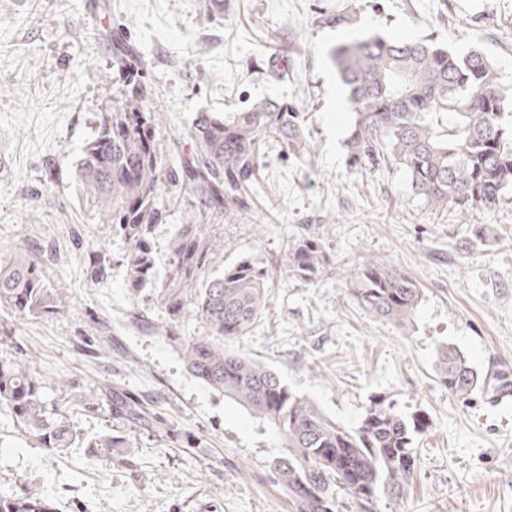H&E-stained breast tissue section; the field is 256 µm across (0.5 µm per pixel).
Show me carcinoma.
<instances>
[{"mask_svg": "<svg viewBox=\"0 0 512 512\" xmlns=\"http://www.w3.org/2000/svg\"><path fill=\"white\" fill-rule=\"evenodd\" d=\"M359 0H340L324 17L338 26L357 20ZM354 114L346 140L349 163L374 169L387 162L408 177L430 207L494 211L512 191V86L504 85L491 59L472 49L459 54L434 39L401 40L378 33L341 42L329 52ZM118 79L112 111L81 147L77 172L83 197L98 223L113 224L127 243L122 262L132 296L148 297L165 312L162 331L177 346L186 370L283 436L285 453L274 457L275 482L297 512H381V503L403 501L415 477L414 434L426 419L407 414L385 397L369 400L358 427L328 418L310 399L293 392L267 365L229 348L246 335L266 306L268 270L249 260L210 273L224 249L217 225L202 224L206 211L259 215L242 191L260 166L261 147L277 142L296 156L306 153L299 109L266 101L223 115L199 112L188 137L194 152L171 161L155 139L157 103L135 44L112 41ZM190 199L202 205L170 243L172 272L160 279L147 244L165 205ZM477 246L498 239L492 224L470 227ZM324 255L309 240L289 247L284 277L312 280ZM349 288L363 308L404 327L420 299L418 283L400 269L367 259L354 269ZM66 290L49 284L45 268L24 247L0 259V311L26 318L58 314ZM204 323L200 336L179 335L188 314ZM32 354L0 356V407L35 447L57 452L77 437L73 412H98L112 387L87 390L73 381L49 383ZM437 376L448 393L467 401L475 392L491 398L512 392V377L478 374L450 347L438 353ZM115 412L133 420L151 413L136 398L116 400ZM129 444L107 431L88 444L93 456L112 458ZM0 512H56L52 501L30 492L0 495Z\"/></svg>", "mask_w": 512, "mask_h": 512, "instance_id": "carcinoma-1", "label": "carcinoma"}]
</instances>
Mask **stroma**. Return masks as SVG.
<instances>
[{"instance_id":"obj_1","label":"stroma","mask_w":512,"mask_h":512,"mask_svg":"<svg viewBox=\"0 0 512 512\" xmlns=\"http://www.w3.org/2000/svg\"><path fill=\"white\" fill-rule=\"evenodd\" d=\"M363 2L354 25L336 28L320 19L337 0H232L220 17L203 0H0V255L26 246L67 290L64 313L0 312V331L35 354L46 380L151 398L169 424H133L107 408L74 413L85 435L129 440L108 459L80 442L55 454L30 446L0 410L1 493L29 488L57 512H295L269 470L282 436L185 370L156 331L160 305L132 301L123 238L82 196L78 154L112 105V36L122 27L157 90L162 153L185 140L196 113L261 101L295 104L311 135L308 159L268 144L245 189L262 223L210 217L224 236L217 267L248 258L272 269L307 238L325 256L314 280L274 279L261 319L232 349L345 427L358 426L375 394L426 415L412 492L382 512H512V395L465 404L436 374L448 345L479 372L512 375V192L490 213L434 210L398 168L350 166L353 114L328 57L367 32L433 35L458 51L483 50L512 85V0ZM189 217L186 206L169 209L150 234L158 276L170 272V240ZM474 224L496 225L498 240L472 247ZM99 247L108 269L94 281L86 254ZM366 258L418 282L409 327L351 296L349 276Z\"/></svg>"}]
</instances>
